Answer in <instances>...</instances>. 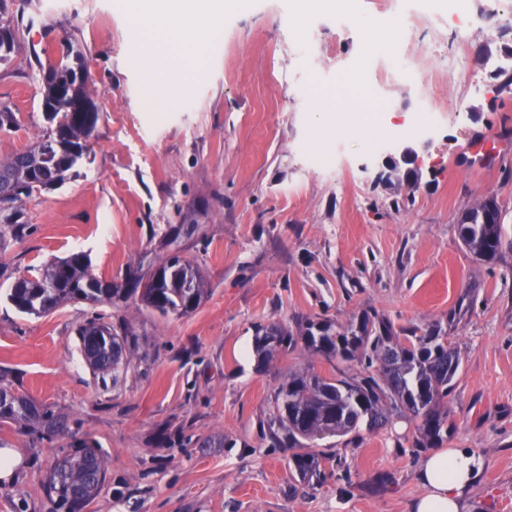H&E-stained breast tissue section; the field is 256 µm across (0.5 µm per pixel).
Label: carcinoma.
Wrapping results in <instances>:
<instances>
[{
	"label": "carcinoma",
	"instance_id": "1",
	"mask_svg": "<svg viewBox=\"0 0 512 512\" xmlns=\"http://www.w3.org/2000/svg\"><path fill=\"white\" fill-rule=\"evenodd\" d=\"M6 0H0V64L9 62L16 40L15 28L5 17ZM82 58L58 66V77L42 84L43 116L48 127L34 144L0 159L1 224H17L25 199L32 190L22 184L20 170L52 188L63 183L77 160L87 151L89 126L98 121L88 78L78 79ZM504 226L496 198L490 196L470 207L459 219V236L476 258L492 261L502 246ZM152 283L139 289L143 277L129 272L125 285L94 273L83 253L51 262L21 275L10 286L8 299L19 312L44 315L75 301L114 305L140 293V301L161 316L194 311L204 295L194 260L176 249L150 274ZM255 326L254 347L258 361L293 354L298 347L327 360L353 362L357 372L343 370L326 377L311 368L291 370L273 392L266 425L270 436H288L293 472L304 483L320 482L322 455L314 442L327 436H347L361 430L383 428L390 416L406 413L415 423L414 447L437 448L448 440L450 404L462 358L448 330L439 323L403 327L375 313H364L357 322L337 326L309 320L299 335L277 325L275 341ZM82 356L93 375L117 382L128 369L124 359L128 332L118 333L99 315L77 330ZM37 422L52 433H62L53 416L26 397L0 388V429ZM84 442L66 454L55 467L49 490L64 512H80L97 493L84 494L90 483L103 488L106 462L102 452L90 460L81 456Z\"/></svg>",
	"mask_w": 512,
	"mask_h": 512
}]
</instances>
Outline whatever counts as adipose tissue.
Listing matches in <instances>:
<instances>
[{"mask_svg": "<svg viewBox=\"0 0 512 512\" xmlns=\"http://www.w3.org/2000/svg\"><path fill=\"white\" fill-rule=\"evenodd\" d=\"M133 17L145 31L136 51L170 97L186 95L187 76L173 68L175 59L200 61L204 48L221 25L222 0H128ZM484 467L469 448H448L425 456L418 469L419 495L409 512H463L464 495Z\"/></svg>", "mask_w": 512, "mask_h": 512, "instance_id": "1", "label": "adipose tissue"}]
</instances>
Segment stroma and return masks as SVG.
Returning a JSON list of instances; mask_svg holds the SVG:
<instances>
[{
	"label": "stroma",
	"instance_id": "1",
	"mask_svg": "<svg viewBox=\"0 0 512 512\" xmlns=\"http://www.w3.org/2000/svg\"><path fill=\"white\" fill-rule=\"evenodd\" d=\"M17 30L0 64V103L22 115L0 129V157L33 144L46 123L41 74L76 47L99 113L88 153L68 179L34 194L21 224L0 223V285L29 266L81 252L96 273L150 274L183 228L208 294L186 315L160 316L131 297L121 307L72 303L20 313L0 294V387L47 406L67 427L0 429L21 462L0 481V512H57L47 490L71 443H95L106 484L82 512H408L423 454L407 416L358 440L328 437L341 461L318 484L295 481L291 448L272 447L260 422L288 359L259 364L256 324L298 330L375 312L403 326L451 321L462 355L447 445L485 460L465 512H512V88L491 77L512 44V0H406L403 47L416 82L379 85L377 50L396 24L387 0H225L223 39L182 101H167L135 54L139 28L126 0H7ZM482 15L483 35L457 38ZM311 29L306 61L295 44ZM465 65L448 72V54ZM337 104L371 111L381 90L396 124L433 119L415 186L377 179L367 135H341L335 168L312 167L320 138L302 83ZM495 142L472 155L474 136ZM495 197L503 247L491 263L459 238L458 217ZM460 317H453V310ZM136 337L117 384L96 380L76 328L98 313Z\"/></svg>",
	"mask_w": 512,
	"mask_h": 512
}]
</instances>
